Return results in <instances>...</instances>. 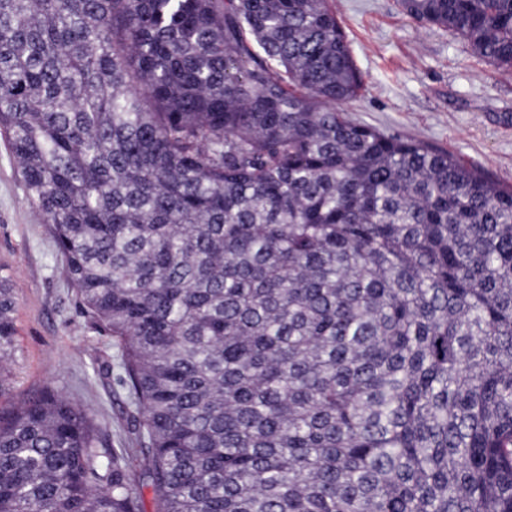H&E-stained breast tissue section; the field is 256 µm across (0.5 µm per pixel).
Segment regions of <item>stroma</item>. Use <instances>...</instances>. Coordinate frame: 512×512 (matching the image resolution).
Returning a JSON list of instances; mask_svg holds the SVG:
<instances>
[{
	"label": "stroma",
	"mask_w": 512,
	"mask_h": 512,
	"mask_svg": "<svg viewBox=\"0 0 512 512\" xmlns=\"http://www.w3.org/2000/svg\"><path fill=\"white\" fill-rule=\"evenodd\" d=\"M333 5L363 79L346 115L448 151L493 182L512 185V74H501L448 30L407 15L400 0ZM0 279L14 292L18 330L0 407L51 387L77 399L109 444H118L128 426L127 393L115 375L97 374L113 359L112 339L82 314L50 229L1 142Z\"/></svg>",
	"instance_id": "1"
}]
</instances>
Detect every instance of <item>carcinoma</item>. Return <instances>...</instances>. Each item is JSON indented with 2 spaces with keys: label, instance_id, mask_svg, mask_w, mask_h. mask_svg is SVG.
I'll return each instance as SVG.
<instances>
[{
  "label": "carcinoma",
  "instance_id": "1",
  "mask_svg": "<svg viewBox=\"0 0 512 512\" xmlns=\"http://www.w3.org/2000/svg\"><path fill=\"white\" fill-rule=\"evenodd\" d=\"M401 5L512 73V0ZM362 86L331 0H0V137L139 451L24 398L0 512H512V190Z\"/></svg>",
  "mask_w": 512,
  "mask_h": 512
}]
</instances>
